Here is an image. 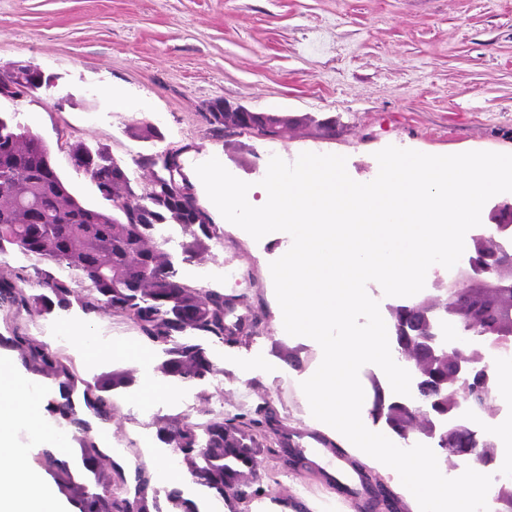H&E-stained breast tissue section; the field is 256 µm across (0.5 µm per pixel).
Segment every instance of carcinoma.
I'll return each mask as SVG.
<instances>
[{
    "mask_svg": "<svg viewBox=\"0 0 512 512\" xmlns=\"http://www.w3.org/2000/svg\"><path fill=\"white\" fill-rule=\"evenodd\" d=\"M52 80L30 63L17 65L13 75L24 95L49 87ZM204 118L215 131L233 127L269 140L285 139L288 126L299 124L297 118L268 112L241 117L210 111ZM69 155L109 206H89L77 198L55 171L43 139L16 113L0 112V254L19 252L35 261L32 278L0 275V312L24 310L47 317L76 307L86 316H118L149 343L165 347L167 358L158 370L170 382L191 385L213 374L215 364L202 340L236 344L249 336L250 324L235 314L236 300L184 282L163 248L161 229L169 224L186 234L182 254L187 261L204 259L209 242L220 237L191 191L180 150L135 159L148 171L139 188L132 185L126 165L102 147L75 142L69 144ZM0 346L15 351L25 370L58 383L59 398L49 400L46 411L78 445L95 488L56 458L52 441L30 442L44 445L36 463L77 512H160L157 500L145 494V484H137L131 499L117 490L116 466L100 449L97 421L110 418L114 395L134 383L132 373L120 367L86 380L66 357L16 325L10 335L0 336ZM263 422L226 421L219 414L202 422L165 424L157 437L195 484L236 512L235 504L246 498V471L266 447L267 437L257 435ZM167 498L174 512H201L179 490L169 491Z\"/></svg>",
    "mask_w": 512,
    "mask_h": 512,
    "instance_id": "cac0c4a2",
    "label": "carcinoma"
}]
</instances>
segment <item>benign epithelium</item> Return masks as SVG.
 I'll return each mask as SVG.
<instances>
[{"label":"benign epithelium","instance_id":"7a95c632","mask_svg":"<svg viewBox=\"0 0 512 512\" xmlns=\"http://www.w3.org/2000/svg\"><path fill=\"white\" fill-rule=\"evenodd\" d=\"M465 270L464 286L455 289L443 310L461 330L454 339L433 337L420 345L410 343L404 354L410 357L413 393L404 412L410 419L405 434L422 432L429 442L461 463L487 464L495 456V444L478 441L461 451L455 450L457 437L469 430L474 403L463 394L470 380L481 375L493 380L485 356L493 351L502 337H512V252L499 247L494 236L473 240V249L461 261ZM437 364L447 367L435 389L424 378ZM448 400L455 414L448 420L435 421L424 408L432 396Z\"/></svg>","mask_w":512,"mask_h":512}]
</instances>
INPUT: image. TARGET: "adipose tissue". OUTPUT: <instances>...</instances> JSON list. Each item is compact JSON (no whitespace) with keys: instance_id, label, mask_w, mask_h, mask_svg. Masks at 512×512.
I'll use <instances>...</instances> for the list:
<instances>
[{"instance_id":"1","label":"adipose tissue","mask_w":512,"mask_h":512,"mask_svg":"<svg viewBox=\"0 0 512 512\" xmlns=\"http://www.w3.org/2000/svg\"><path fill=\"white\" fill-rule=\"evenodd\" d=\"M42 405L9 367L0 368V512H65L62 504L29 471L27 451L16 440L20 426H42Z\"/></svg>"}]
</instances>
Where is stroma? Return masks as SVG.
<instances>
[{
  "mask_svg": "<svg viewBox=\"0 0 512 512\" xmlns=\"http://www.w3.org/2000/svg\"><path fill=\"white\" fill-rule=\"evenodd\" d=\"M29 62L54 76L50 90L0 110L19 120L50 147L57 173L86 204L101 205L95 186L72 165L68 146L104 147L130 167L164 149L181 152L188 180L195 167L218 157L237 178L258 183L273 152L337 154L358 182L376 178V152L393 145L432 155L489 151L512 154V0H0V67ZM67 96L57 107V96ZM224 100L256 112L333 119L336 133L320 137L295 127L282 141L247 132H217L203 114ZM159 136H133L140 122ZM221 237L203 263L182 258L180 230L164 249L179 260L192 285L238 300V314L256 320L237 344H210L216 372L179 398H143L164 359L132 325L116 316L88 317L71 310L59 317L20 313L22 331L68 356L84 378L115 365L113 347H142L147 358L130 363L135 381L116 395L112 419L100 430L106 453L122 456L127 487L136 471L148 476L147 493L166 505L169 488L143 460L173 418L197 422L205 410L225 418L272 416L271 427L306 429L294 380L317 354L301 338L276 335L270 264L292 244L289 236H242L211 209ZM109 337L90 355L66 323ZM264 370L245 377L256 358ZM249 497L238 512L263 502L288 512H376L369 498L351 497L328 481L326 464L273 443L257 457Z\"/></svg>",
  "mask_w": 512,
  "mask_h": 512,
  "instance_id": "stroma-1",
  "label": "stroma"
}]
</instances>
